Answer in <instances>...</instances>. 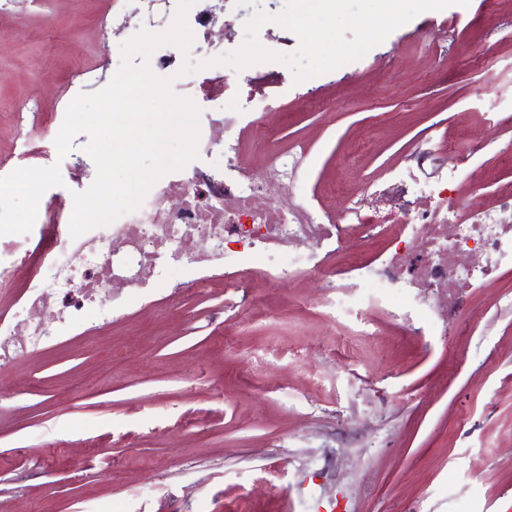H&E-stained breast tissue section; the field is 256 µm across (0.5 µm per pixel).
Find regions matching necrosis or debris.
Wrapping results in <instances>:
<instances>
[{"label": "necrosis or debris", "mask_w": 512, "mask_h": 512, "mask_svg": "<svg viewBox=\"0 0 512 512\" xmlns=\"http://www.w3.org/2000/svg\"><path fill=\"white\" fill-rule=\"evenodd\" d=\"M202 94H220L229 105L222 118L201 129L199 152L221 149L223 173L193 165L161 178L141 207L79 238L69 231L63 201L47 203L45 219L31 232L0 240V284L25 274L26 292L0 317V371L48 336H72L89 321L120 319L131 297L177 280L185 292L233 288L248 292L255 270L273 281L312 271L342 297L388 302L406 316L410 301L446 320L459 296L499 278L512 261V193L491 206L460 201L451 192L459 168L481 148L445 144L446 157L431 180L409 169L369 184L336 218L317 219L286 194L304 160L303 150H269L268 175L242 168L245 130L272 135L275 103L242 111L237 78L217 68L201 70ZM359 242L343 268L328 266L321 250Z\"/></svg>", "instance_id": "necrosis-or-debris-1"}]
</instances>
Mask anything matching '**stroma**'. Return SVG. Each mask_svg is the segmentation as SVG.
Instances as JSON below:
<instances>
[{
	"instance_id": "35a3bbf8",
	"label": "stroma",
	"mask_w": 512,
	"mask_h": 512,
	"mask_svg": "<svg viewBox=\"0 0 512 512\" xmlns=\"http://www.w3.org/2000/svg\"><path fill=\"white\" fill-rule=\"evenodd\" d=\"M141 0H0V172L19 125L44 123L120 62L112 14L135 34ZM447 34L429 47L425 30ZM282 107L270 146L307 148L297 204L336 215L406 166L422 137L488 147L456 192L512 190V0L423 12L363 58L294 83L265 62ZM267 146V147H270ZM244 137L249 175L266 149ZM155 288L124 317L47 341L0 377V504L16 512H512V266L463 295L447 326L411 330L385 305L328 316L325 283Z\"/></svg>"
}]
</instances>
